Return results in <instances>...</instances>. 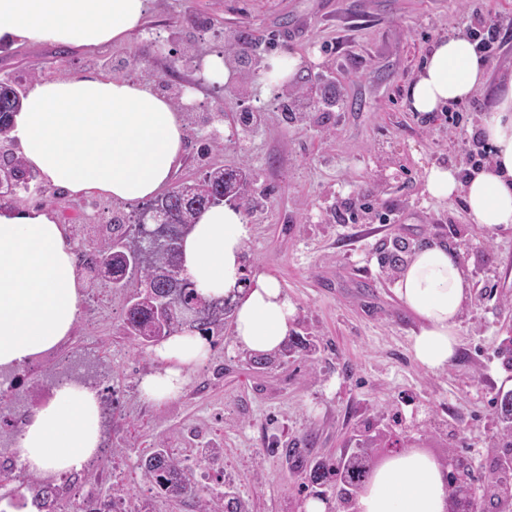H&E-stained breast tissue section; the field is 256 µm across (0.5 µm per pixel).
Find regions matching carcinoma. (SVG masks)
Wrapping results in <instances>:
<instances>
[{"label":"carcinoma","mask_w":512,"mask_h":512,"mask_svg":"<svg viewBox=\"0 0 512 512\" xmlns=\"http://www.w3.org/2000/svg\"><path fill=\"white\" fill-rule=\"evenodd\" d=\"M21 94L11 82H0V185L9 190L16 203L27 200L30 183L34 173L29 170L22 158L10 148L8 133L13 125L14 116L20 109ZM250 182L237 174H228L222 169H213L205 176L191 183H182L172 190L156 196L144 204L136 215L134 223L111 224L102 233L97 248L86 255L85 268L93 278L102 277L111 284L115 297L125 308L123 333L138 341L144 348L154 345L153 337L158 334L171 336L183 328L195 329L204 335L212 332V327L219 325L215 319L200 324H186L176 313H170L164 319L155 317L151 307L140 302L139 289L149 281L165 276L172 264L166 253H155L153 260L144 263L138 256L144 247L137 233L143 213L149 209L162 212L172 224H193L206 210L208 197L220 190L227 191L242 202L249 199ZM123 253L128 259L121 281L112 280V254ZM495 412L501 421V428L496 439L501 453L512 456V396H502L496 400ZM399 440L386 438L374 446L361 449L344 460L338 466L330 460L308 461L296 449H288V456L296 461V468L309 469L310 483L323 486L328 483L336 485L337 496L343 507L351 506L353 499L369 478L373 468V448H385ZM143 480L157 487L160 492L172 500L192 496L197 500L198 512H249L247 504L236 495L214 497L204 488L198 486L193 475L181 465L173 453L158 445V449L147 454L140 464ZM471 481V470L467 467H455L448 474V488L455 497H464V489ZM29 484L37 488L32 505L38 512H58V501L47 485L38 483V478L28 477ZM492 508L512 507V477H506L497 469H491L483 487L480 501L474 503V512H485V506Z\"/></svg>","instance_id":"1"}]
</instances>
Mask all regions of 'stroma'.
Instances as JSON below:
<instances>
[{"label": "stroma", "mask_w": 512, "mask_h": 512, "mask_svg": "<svg viewBox=\"0 0 512 512\" xmlns=\"http://www.w3.org/2000/svg\"><path fill=\"white\" fill-rule=\"evenodd\" d=\"M497 18H512V0H154L133 44L88 51L24 40L0 52V81L23 91L32 71L104 75L149 82L177 102L186 136L173 183L216 167L249 171L245 276L276 277L297 308L295 335L318 344L253 365L231 349L225 315L209 336L208 363L190 372L182 394L150 403L139 392L155 366L150 350L121 334L125 309L108 283L81 272V315L56 353H84L88 375L108 374L100 456L115 477L105 496L120 489L149 512H197L194 499L169 502L141 481V458L162 443L214 496L231 488L250 512H302L306 473L287 449L338 459L378 428L440 461L467 460L482 489L497 453L495 401L512 390V363L498 353L512 333V227L482 230L462 199L429 198L422 175L434 162L469 167L464 145L512 77V41L486 63L467 103L427 116L406 98L441 35ZM242 43L254 50L241 64L233 49ZM212 54L235 63V83L199 80L196 58ZM279 54L299 58L297 79L270 93L263 76ZM357 202L372 207L370 222L350 221ZM26 204L68 225L78 255L90 225L128 224L138 209L75 198L39 178ZM430 242L455 250L472 283L458 354L436 372L411 354L418 320L394 294L386 263L395 247L410 253Z\"/></svg>", "instance_id": "1"}]
</instances>
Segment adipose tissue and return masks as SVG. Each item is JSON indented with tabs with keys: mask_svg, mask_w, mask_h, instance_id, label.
Here are the masks:
<instances>
[{
	"mask_svg": "<svg viewBox=\"0 0 512 512\" xmlns=\"http://www.w3.org/2000/svg\"><path fill=\"white\" fill-rule=\"evenodd\" d=\"M150 0H0V46L27 39L93 48L131 43ZM484 66L470 40L446 35L411 84L412 111L431 114L469 100ZM27 166L71 195L141 201L157 195L178 169L185 138L182 112L148 84L121 78L62 77L32 83L9 132ZM491 162L469 175L452 166L424 171L426 193L463 198L473 224L493 231L512 226V85L482 122ZM251 235L241 211L224 204L205 210L183 243L182 267L205 297L235 305L232 343L254 355L287 342L297 308L279 281L261 274L244 281L241 252ZM394 292L420 327L410 339L416 362L444 369L458 352L459 316L471 283L457 254L433 243L413 252ZM81 283L67 225L43 208H0V370L56 348L80 315ZM211 355L207 337L190 331L155 345V369L140 381L143 398L178 397L191 370ZM101 442L100 395L64 383L32 411L14 439L30 472L79 470ZM448 482L439 462L420 451L389 456L357 494L352 512H449Z\"/></svg>",
	"mask_w": 512,
	"mask_h": 512,
	"instance_id": "obj_1",
	"label": "adipose tissue"
}]
</instances>
